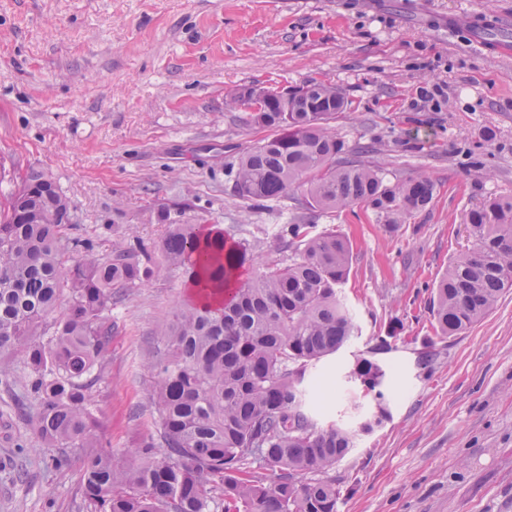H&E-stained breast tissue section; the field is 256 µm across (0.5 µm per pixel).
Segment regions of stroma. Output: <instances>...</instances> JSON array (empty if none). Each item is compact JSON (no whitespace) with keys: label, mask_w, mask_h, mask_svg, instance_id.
<instances>
[{"label":"stroma","mask_w":512,"mask_h":512,"mask_svg":"<svg viewBox=\"0 0 512 512\" xmlns=\"http://www.w3.org/2000/svg\"><path fill=\"white\" fill-rule=\"evenodd\" d=\"M472 10L512 19V0H0V191L44 172L93 256L121 240L159 269L112 291V342L90 390L102 442L122 453L160 438L148 366L165 358L188 293L159 250L157 208L245 242L254 272L292 256L273 244L280 225L332 228L353 245L339 295L357 330L310 374L328 381L319 422L353 436L325 473L337 512H512V292L464 334L431 325L434 281L471 246L467 212L512 197V57L445 26ZM311 82L347 101L331 123L346 158L391 182L437 183L427 210L390 233L360 207H310L300 190L235 193L240 153L267 132L228 94ZM361 357L385 370L378 392L350 377ZM23 373L17 360L0 374V512H86L85 452L36 436Z\"/></svg>","instance_id":"obj_1"}]
</instances>
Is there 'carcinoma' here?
Listing matches in <instances>:
<instances>
[{"mask_svg":"<svg viewBox=\"0 0 512 512\" xmlns=\"http://www.w3.org/2000/svg\"><path fill=\"white\" fill-rule=\"evenodd\" d=\"M282 100L248 122L272 131L238 159L237 194L275 200L301 188L314 208L361 204L398 227L434 199L426 176L389 183L373 166L342 158L330 122L343 110L334 87ZM0 197V372L16 358L21 382L38 402L31 423L52 447L92 448L84 457L82 499L88 512H336L339 490L321 477L352 447L350 433L320 426L305 411L303 384L323 358L355 333L337 295L352 249L328 229L283 224L275 239L295 246L247 280V252L224 231L203 234L170 218L160 245L167 262L198 281L167 334L168 353L150 384L162 420L161 445L147 442L119 460L96 438L89 388L112 338V288L155 274L117 245L101 261L74 227L68 199L43 174ZM472 247L458 254L435 287L436 332L457 336L485 318L512 288V198L494 197L467 214ZM54 315L44 339L33 328ZM385 371L369 358L351 373L365 391ZM260 460L265 479L247 469Z\"/></svg>","mask_w":512,"mask_h":512,"instance_id":"carcinoma-1","label":"carcinoma"}]
</instances>
